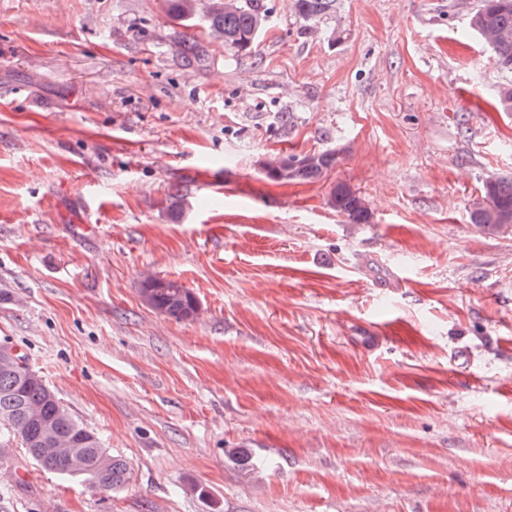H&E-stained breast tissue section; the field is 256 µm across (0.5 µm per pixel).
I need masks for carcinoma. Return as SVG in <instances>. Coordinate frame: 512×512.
<instances>
[{
	"label": "carcinoma",
	"mask_w": 512,
	"mask_h": 512,
	"mask_svg": "<svg viewBox=\"0 0 512 512\" xmlns=\"http://www.w3.org/2000/svg\"><path fill=\"white\" fill-rule=\"evenodd\" d=\"M335 0H293L295 12L315 20ZM166 17L173 24L194 27L203 21L209 35L223 41L224 49L249 54L269 25L265 0H163ZM491 53L494 65L512 72V0H479L469 20ZM182 61L200 64L206 55L195 38L180 42ZM337 152L322 150L306 154L273 155L262 160L267 176L284 181L319 182L336 166ZM330 204L351 224H369L372 209L367 198L348 185L338 183L330 192ZM470 220L486 234L512 231V178L488 176L470 207ZM151 308L175 318L187 319L199 309L195 295L174 280L144 281ZM23 353L0 358V455L18 442L28 454L39 453L38 465L45 471L82 476L100 489L110 491L130 482L127 463L103 447L100 438L75 419L44 380L29 374Z\"/></svg>",
	"instance_id": "cac0c4a2"
}]
</instances>
